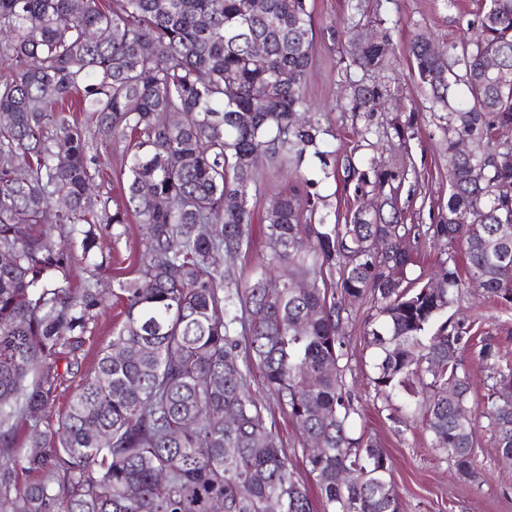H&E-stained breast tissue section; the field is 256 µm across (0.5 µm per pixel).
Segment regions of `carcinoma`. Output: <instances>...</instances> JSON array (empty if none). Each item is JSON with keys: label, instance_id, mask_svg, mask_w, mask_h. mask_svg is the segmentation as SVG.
Returning <instances> with one entry per match:
<instances>
[{"label": "carcinoma", "instance_id": "carcinoma-1", "mask_svg": "<svg viewBox=\"0 0 512 512\" xmlns=\"http://www.w3.org/2000/svg\"><path fill=\"white\" fill-rule=\"evenodd\" d=\"M348 3L351 111L373 112L383 92L368 76L386 42L355 33L362 0ZM467 29L473 37L441 49L420 35L409 44L421 86L448 109L447 212L403 223L408 170L348 157L355 193L384 198L328 224L299 173L327 155L319 120L301 117L314 42L306 0H0V512H267L271 500L282 512H400L388 454L354 429L345 298L373 303L375 397L402 398L434 447L473 473L477 426L460 362L470 323L446 313L472 291L512 304V163H500L512 157L500 135L512 129V0H487ZM454 85L467 95L452 106ZM76 112L100 143L127 142L122 209L93 193L99 142ZM256 153L293 163L295 185L270 201V262L242 284L224 262L251 245ZM131 211L142 262L131 274L113 268L124 317L85 374L87 329L103 307L97 225L125 224ZM77 243L88 263L79 288ZM456 243L463 264L448 251ZM426 244L444 258L411 279ZM283 264L292 271L280 287H265ZM473 357L492 370L486 418L511 470L512 366H500L491 339ZM252 361L306 443L318 507L251 390ZM69 377L79 382L68 408L46 429L42 413ZM27 473L38 479L21 490Z\"/></svg>", "mask_w": 512, "mask_h": 512}]
</instances>
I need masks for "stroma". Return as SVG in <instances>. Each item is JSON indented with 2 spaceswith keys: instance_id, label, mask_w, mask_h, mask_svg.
<instances>
[{
  "instance_id": "stroma-1",
  "label": "stroma",
  "mask_w": 512,
  "mask_h": 512,
  "mask_svg": "<svg viewBox=\"0 0 512 512\" xmlns=\"http://www.w3.org/2000/svg\"><path fill=\"white\" fill-rule=\"evenodd\" d=\"M482 6V0H364L363 31L389 42L386 66L378 75L385 95L376 111L350 109V91L345 83L351 62L344 42L325 38L326 28L342 25L347 16V0H308L315 37L306 93L310 113L318 118L328 134L324 148L327 162L308 159L302 174L316 184L321 209L336 222H343L356 205L353 188L344 184V159L358 144L356 133L372 129L377 161L388 165L406 159L409 174L401 191L400 206L408 224H430L445 210L448 202V158L442 133L444 109L434 107L423 93L414 74L408 45L422 34L434 44L443 45L462 35L468 19ZM409 123L407 142H399L392 125ZM259 180L251 200L255 218H262L269 201L292 184L288 170L258 162ZM100 250L108 262L100 275L109 282L112 265L136 266L142 249L137 223H129L124 235L115 226L99 225ZM350 315L344 322L349 359L347 382L355 392V404L363 413L362 426L388 453L392 480L401 512H512V479L501 469L497 450L483 413V403L491 390L488 371L471 353L461 361L472 381L473 416L478 425L475 448V474L459 475L455 465L436 450L420 422L406 411L384 408L376 399L370 380V348L365 341V322L370 313L366 301H346ZM460 313L472 323L476 335L491 338L503 360L512 363V307L484 298L465 295L458 305ZM249 382L262 396L267 413L279 433L282 448L291 459L295 475L307 487L315 482L303 458L304 443L288 417L264 386L260 368H252Z\"/></svg>"
}]
</instances>
